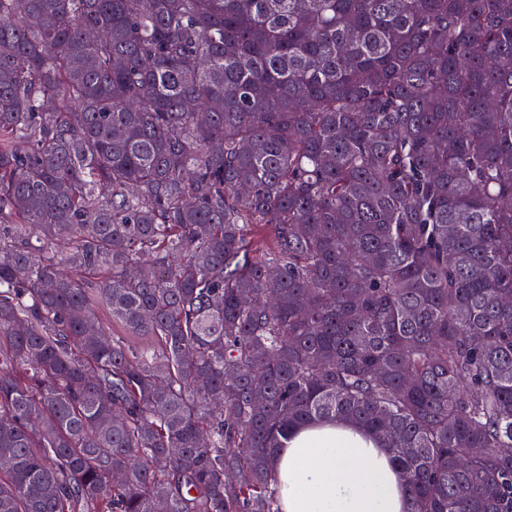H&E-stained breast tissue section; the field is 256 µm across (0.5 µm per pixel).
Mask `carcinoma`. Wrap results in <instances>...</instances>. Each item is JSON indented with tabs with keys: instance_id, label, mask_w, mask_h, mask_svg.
<instances>
[{
	"instance_id": "1",
	"label": "carcinoma",
	"mask_w": 512,
	"mask_h": 512,
	"mask_svg": "<svg viewBox=\"0 0 512 512\" xmlns=\"http://www.w3.org/2000/svg\"><path fill=\"white\" fill-rule=\"evenodd\" d=\"M509 297L512 0H0V512H512ZM284 445L274 462L283 512H408L394 459L359 424L318 422Z\"/></svg>"
}]
</instances>
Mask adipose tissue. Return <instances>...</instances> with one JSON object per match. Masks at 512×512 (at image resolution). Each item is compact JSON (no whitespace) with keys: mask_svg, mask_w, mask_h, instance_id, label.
<instances>
[{"mask_svg":"<svg viewBox=\"0 0 512 512\" xmlns=\"http://www.w3.org/2000/svg\"><path fill=\"white\" fill-rule=\"evenodd\" d=\"M282 512H408L410 500L377 436L349 420L294 430L275 462Z\"/></svg>","mask_w":512,"mask_h":512,"instance_id":"ef3b65f1","label":"adipose tissue"}]
</instances>
